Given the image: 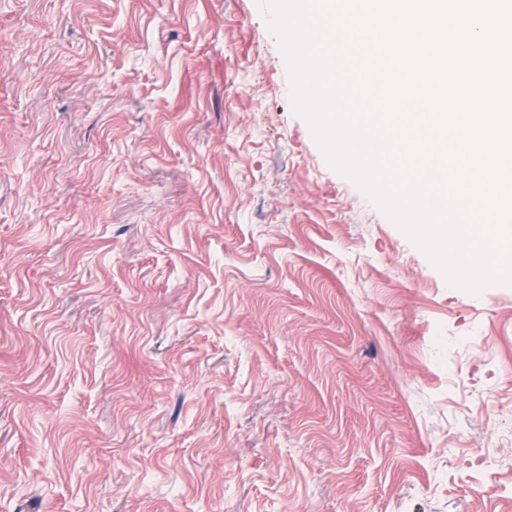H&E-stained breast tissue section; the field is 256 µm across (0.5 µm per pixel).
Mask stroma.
Here are the masks:
<instances>
[{
  "label": "stroma",
  "mask_w": 512,
  "mask_h": 512,
  "mask_svg": "<svg viewBox=\"0 0 512 512\" xmlns=\"http://www.w3.org/2000/svg\"><path fill=\"white\" fill-rule=\"evenodd\" d=\"M509 362L260 0H0V512H512Z\"/></svg>",
  "instance_id": "1"
}]
</instances>
